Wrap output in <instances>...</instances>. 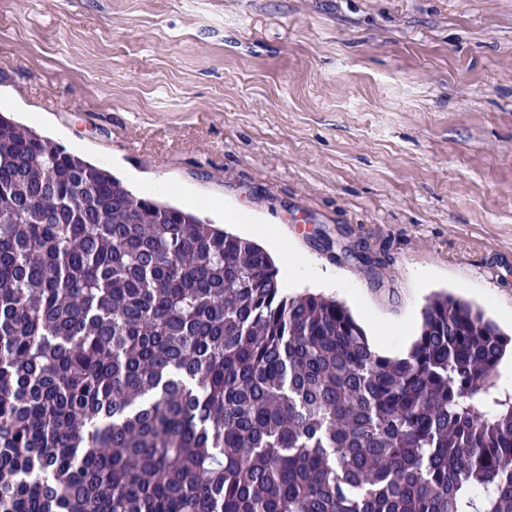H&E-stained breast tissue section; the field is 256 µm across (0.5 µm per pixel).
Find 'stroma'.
I'll return each mask as SVG.
<instances>
[{
  "mask_svg": "<svg viewBox=\"0 0 512 512\" xmlns=\"http://www.w3.org/2000/svg\"><path fill=\"white\" fill-rule=\"evenodd\" d=\"M0 112L367 334L444 289L512 330V0H0Z\"/></svg>",
  "mask_w": 512,
  "mask_h": 512,
  "instance_id": "35a3bbf8",
  "label": "stroma"
}]
</instances>
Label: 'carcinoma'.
I'll use <instances>...</instances> for the list:
<instances>
[{"label": "carcinoma", "mask_w": 512, "mask_h": 512, "mask_svg": "<svg viewBox=\"0 0 512 512\" xmlns=\"http://www.w3.org/2000/svg\"><path fill=\"white\" fill-rule=\"evenodd\" d=\"M512 336L396 357L269 253L0 114V512H512Z\"/></svg>", "instance_id": "carcinoma-1"}]
</instances>
